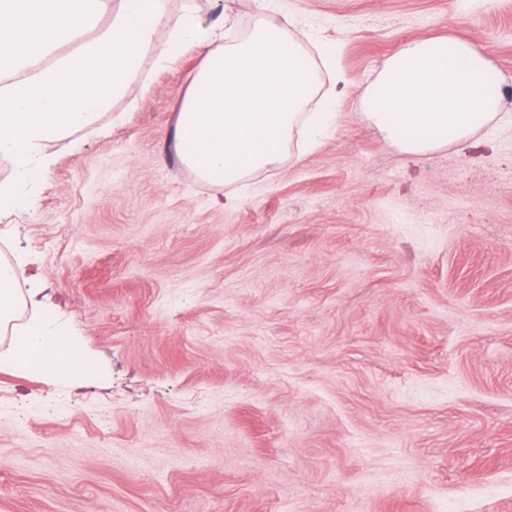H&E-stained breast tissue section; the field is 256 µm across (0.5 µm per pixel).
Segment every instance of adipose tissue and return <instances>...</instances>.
Here are the masks:
<instances>
[{"mask_svg":"<svg viewBox=\"0 0 512 512\" xmlns=\"http://www.w3.org/2000/svg\"><path fill=\"white\" fill-rule=\"evenodd\" d=\"M110 3L0 0V155L15 159L20 180L38 178L51 144L128 93L163 22L169 31L160 61L204 50L172 129L181 164L221 189L278 160L319 80L289 22L255 14L229 42L192 14L169 21L167 0ZM362 96L373 122L410 153L468 139L505 104L491 62L452 36L407 44ZM23 276L22 267L0 262V334L10 337L0 347V369L71 372L73 344L49 311L33 309L17 323Z\"/></svg>","mask_w":512,"mask_h":512,"instance_id":"obj_1","label":"adipose tissue"}]
</instances>
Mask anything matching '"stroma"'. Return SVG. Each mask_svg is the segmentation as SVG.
Instances as JSON below:
<instances>
[{
  "label": "stroma",
  "mask_w": 512,
  "mask_h": 512,
  "mask_svg": "<svg viewBox=\"0 0 512 512\" xmlns=\"http://www.w3.org/2000/svg\"><path fill=\"white\" fill-rule=\"evenodd\" d=\"M333 59L314 144L222 191L168 136L192 50L52 144L0 250L91 371L0 370V512H512V103L411 154L358 90L425 37L512 94V0H170Z\"/></svg>",
  "instance_id": "stroma-1"
}]
</instances>
